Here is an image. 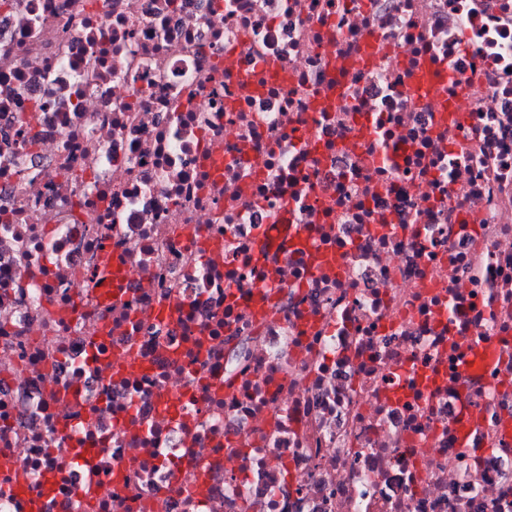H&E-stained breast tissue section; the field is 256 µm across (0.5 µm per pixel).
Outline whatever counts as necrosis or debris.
<instances>
[{
  "instance_id": "4bbe7bcc",
  "label": "necrosis or debris",
  "mask_w": 512,
  "mask_h": 512,
  "mask_svg": "<svg viewBox=\"0 0 512 512\" xmlns=\"http://www.w3.org/2000/svg\"><path fill=\"white\" fill-rule=\"evenodd\" d=\"M0 213V512H512V0H15ZM128 277L126 266L118 258L107 255L102 275L97 277V280H102V286L95 289L97 301L115 303L122 300L125 297Z\"/></svg>"
}]
</instances>
